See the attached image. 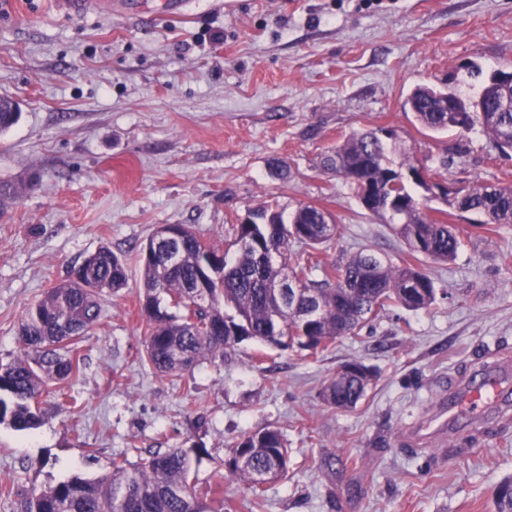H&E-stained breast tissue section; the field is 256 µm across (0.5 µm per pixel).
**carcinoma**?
<instances>
[{
  "label": "carcinoma",
  "mask_w": 512,
  "mask_h": 512,
  "mask_svg": "<svg viewBox=\"0 0 512 512\" xmlns=\"http://www.w3.org/2000/svg\"><path fill=\"white\" fill-rule=\"evenodd\" d=\"M496 69L484 77L479 69L468 71L481 79L473 99L483 111L465 114L463 131L480 128L503 154L512 151V84L497 78ZM420 127L433 134L458 129L457 116L471 102L454 86L447 96L430 85L416 88L407 100ZM13 99L0 98V130L18 118ZM385 130L354 133L336 143L322 165L336 173L355 196L357 180L371 187L366 209L385 221L406 243L400 262L363 251L325 265L314 254L332 240L338 225L323 209L299 206L289 219L265 204L250 210L253 222L233 227L236 259L222 266L218 280H207L209 301L200 303L194 289L206 277L202 256L194 244L195 232L180 225L183 249L175 262L154 250L151 235L137 255L141 288L139 312L147 324L146 361L163 376L181 378L203 360L224 358L238 343L255 339L282 350L299 349L316 356L337 338L356 333L371 317L391 306L408 310L429 308L435 301V282L417 265L424 256L433 262L454 259L465 246L456 226L448 223V211L430 208L426 201L441 198L459 211L483 217L489 232L500 224H512V185L477 183L453 193L433 192L417 175L419 162L395 150L383 138ZM465 152L461 141L448 146L439 166L429 167L441 176L454 156ZM31 187V181H0V214ZM301 250H290L291 243ZM77 277L47 291L33 303L20 324L18 351L0 366V424L17 430L40 423L39 400L51 386L71 380L79 371L77 345L98 322L101 295L117 293L128 283L125 256L108 246L87 255L76 265ZM298 280V302L288 303L272 285L283 275ZM168 300L176 311L162 304ZM232 308L234 314L226 313ZM373 372L347 379L333 377L323 388L322 399L336 408H349L365 395ZM208 454L195 444L190 448L157 449L138 462L112 461V473L98 479L72 476L24 500L23 512H224L208 502L214 490L199 494L192 484L194 463ZM289 452L283 433L272 426L246 433L234 443L220 467L243 482L251 494L261 496L263 485L288 474ZM495 512H512V481L500 485Z\"/></svg>",
  "instance_id": "cac0c4a2"
}]
</instances>
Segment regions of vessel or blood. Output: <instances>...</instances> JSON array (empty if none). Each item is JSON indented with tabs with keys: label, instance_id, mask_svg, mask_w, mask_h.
Here are the masks:
<instances>
[{
	"label": "vessel or blood",
	"instance_id": "obj_1",
	"mask_svg": "<svg viewBox=\"0 0 512 512\" xmlns=\"http://www.w3.org/2000/svg\"><path fill=\"white\" fill-rule=\"evenodd\" d=\"M56 12L62 16L76 18L98 12V0H53ZM512 413V403L497 375H483L480 381L463 385L448 402L438 404L435 410L410 435L414 442L427 443L441 439L449 426L463 417L482 418L488 415L504 416Z\"/></svg>",
	"mask_w": 512,
	"mask_h": 512
}]
</instances>
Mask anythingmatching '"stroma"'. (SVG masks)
Wrapping results in <instances>:
<instances>
[{
  "label": "stroma",
  "instance_id": "stroma-1",
  "mask_svg": "<svg viewBox=\"0 0 512 512\" xmlns=\"http://www.w3.org/2000/svg\"><path fill=\"white\" fill-rule=\"evenodd\" d=\"M145 24L104 14L58 15L51 0H0V96L19 118L0 131V181L37 172L0 218V364L18 349L27 308L74 264L107 245L128 258V285L102 296L79 345L80 374L42 396L40 424L0 425V512L73 475L111 472L158 448L202 443L198 491L220 482L224 512H494L512 478V423L460 421L427 446L406 438L440 397L508 363L512 397V224L496 232L453 212L457 258L426 262L437 299L391 307L315 357L246 340L173 380L144 360L135 252L163 224L192 225L235 256L231 230L262 203L291 213L313 204L341 234L324 264L367 250L398 260L403 241L320 166L350 134L393 130L417 158L444 154L450 134H424L406 100L467 66L512 69V0H138ZM450 188L512 184V156L480 131L465 135ZM288 165L284 179L269 166ZM375 378L355 407L320 393L341 365ZM284 434L286 479L261 501L217 470L241 435Z\"/></svg>",
  "mask_w": 512,
  "mask_h": 512
}]
</instances>
